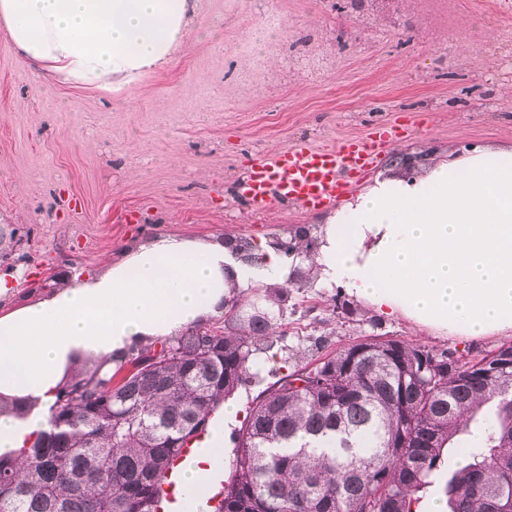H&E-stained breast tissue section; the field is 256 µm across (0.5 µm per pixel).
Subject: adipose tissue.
<instances>
[{
	"label": "adipose tissue",
	"mask_w": 512,
	"mask_h": 512,
	"mask_svg": "<svg viewBox=\"0 0 512 512\" xmlns=\"http://www.w3.org/2000/svg\"><path fill=\"white\" fill-rule=\"evenodd\" d=\"M199 0H0V31L39 82L121 91L174 67ZM309 264L373 312L437 336L512 333V149L476 145L415 178L375 181L327 217ZM160 236L16 306L0 271V455L48 428L58 391L88 360L117 369L158 339L222 315L224 300L293 284L299 258L261 242Z\"/></svg>",
	"instance_id": "1"
}]
</instances>
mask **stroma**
Returning <instances> with one entry per match:
<instances>
[{"label":"stroma","instance_id":"1","mask_svg":"<svg viewBox=\"0 0 512 512\" xmlns=\"http://www.w3.org/2000/svg\"><path fill=\"white\" fill-rule=\"evenodd\" d=\"M0 267L19 272L16 303L100 270L124 244L230 235L253 243L316 231L327 210L263 214L237 191L279 149L398 137L357 185L407 177L475 145L512 147V0H201L188 52L131 90L37 85L0 31ZM279 347L254 355L239 408L271 386L286 356L314 361L377 336L479 358L512 334L460 339L373 313L313 281L288 291Z\"/></svg>","mask_w":512,"mask_h":512}]
</instances>
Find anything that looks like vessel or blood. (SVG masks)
Wrapping results in <instances>:
<instances>
[{
    "mask_svg": "<svg viewBox=\"0 0 512 512\" xmlns=\"http://www.w3.org/2000/svg\"><path fill=\"white\" fill-rule=\"evenodd\" d=\"M391 139L390 127L381 124L368 137L328 147H284L251 165L241 180L239 194L249 209L258 214L282 202L313 209L335 206L337 199L374 168ZM206 439V434H199L170 459L157 485L159 512H185L180 477L185 469L202 465Z\"/></svg>",
    "mask_w": 512,
    "mask_h": 512,
    "instance_id": "1",
    "label": "vessel or blood"
}]
</instances>
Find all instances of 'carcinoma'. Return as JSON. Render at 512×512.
I'll return each instance as SVG.
<instances>
[{
	"instance_id": "carcinoma-1",
	"label": "carcinoma",
	"mask_w": 512,
	"mask_h": 512,
	"mask_svg": "<svg viewBox=\"0 0 512 512\" xmlns=\"http://www.w3.org/2000/svg\"><path fill=\"white\" fill-rule=\"evenodd\" d=\"M286 299L224 332L166 338L108 377L79 369L52 430L18 458L0 456V512H156L169 460L252 382L253 352L286 335ZM481 363L370 337L314 366L284 359L230 436L218 512H417L445 462L448 512H512V370L485 375ZM300 376L306 386L293 387ZM473 427L479 448L465 444Z\"/></svg>"
}]
</instances>
